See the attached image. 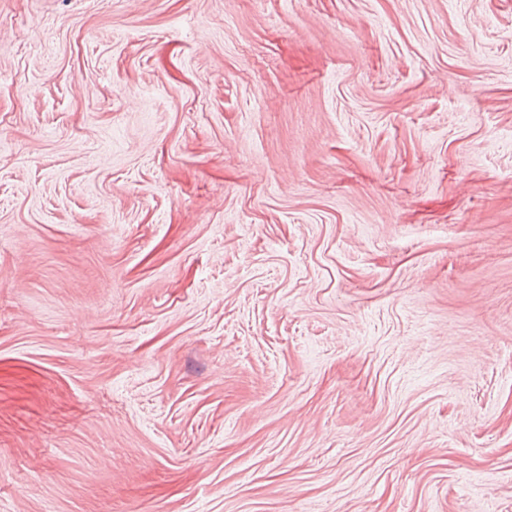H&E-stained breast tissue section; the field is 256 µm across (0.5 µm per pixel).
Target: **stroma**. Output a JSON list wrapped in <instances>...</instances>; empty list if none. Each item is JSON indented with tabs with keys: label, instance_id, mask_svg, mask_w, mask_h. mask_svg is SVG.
<instances>
[{
	"label": "stroma",
	"instance_id": "35a3bbf8",
	"mask_svg": "<svg viewBox=\"0 0 512 512\" xmlns=\"http://www.w3.org/2000/svg\"><path fill=\"white\" fill-rule=\"evenodd\" d=\"M0 512H512V0H0Z\"/></svg>",
	"mask_w": 512,
	"mask_h": 512
}]
</instances>
